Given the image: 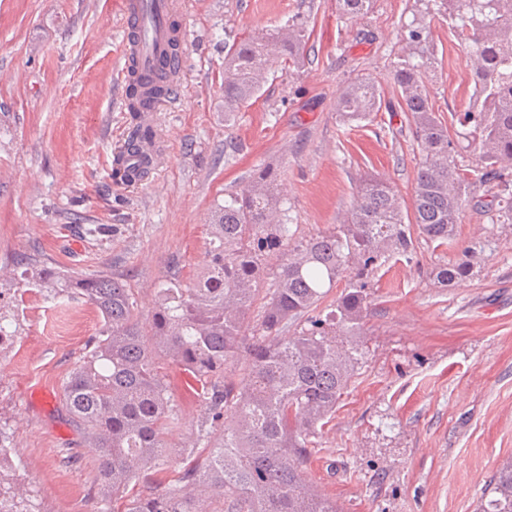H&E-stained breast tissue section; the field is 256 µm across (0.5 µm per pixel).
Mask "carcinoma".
Listing matches in <instances>:
<instances>
[{"instance_id":"cac0c4a2","label":"carcinoma","mask_w":512,"mask_h":512,"mask_svg":"<svg viewBox=\"0 0 512 512\" xmlns=\"http://www.w3.org/2000/svg\"><path fill=\"white\" fill-rule=\"evenodd\" d=\"M425 14L448 22V31L471 43L478 61L467 80L469 107L454 114L462 138L475 156L459 160L463 146L448 136L426 89L429 69L427 26L408 29L418 48L415 63L396 66L400 111L411 114L421 152L413 198V219L405 221L390 185L375 176L360 184L347 220L332 231L297 239L278 221L280 181L271 167L259 170L229 195L211 224L213 246L193 288L170 277L157 289L148 327L140 323L132 289L121 275L100 271L85 277L29 259L25 283L52 297L77 295L102 318L80 364L62 385L70 414L84 430V444L99 460L100 512L127 499L122 512H340L336 501L305 483L318 428L336 410L342 391L362 358L360 329L370 306V277L396 255L407 254L412 231L448 242L476 184L503 182L512 165V0H425ZM373 0H338L341 15L366 16ZM306 31L261 30L224 45V112L230 115L257 98L275 64L304 65ZM181 43L170 40L164 60L146 91L131 87L130 109L151 106L178 81ZM381 108L374 84L358 80L340 95L337 111L348 125H361ZM154 141L139 126L125 141L131 154ZM495 223L512 224V193L494 195ZM277 266L269 265L272 256ZM270 281L263 311L245 328L259 295ZM344 289L324 317L313 316L339 282ZM302 321L291 336L290 323ZM165 357L201 387L211 421L224 422L213 438L199 431L208 448L165 486L157 475L171 454L164 440L178 416L170 403ZM11 434L0 425V505L8 512H41L16 474ZM138 494L126 498L130 486ZM479 512H512V461L485 489Z\"/></svg>"}]
</instances>
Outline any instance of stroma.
<instances>
[{
    "mask_svg": "<svg viewBox=\"0 0 512 512\" xmlns=\"http://www.w3.org/2000/svg\"><path fill=\"white\" fill-rule=\"evenodd\" d=\"M186 38L178 89L153 112L160 152L134 185L110 172L135 122L118 86L125 66L119 0H0V304L18 333L0 345V424L42 512H98L96 453L62 400V384L100 328L77 297L25 286L28 259L75 273L124 275L149 324L160 282L193 284L211 218L255 169L281 174L290 224L310 237L343 223L361 178L385 179L410 207L419 150L396 110L394 70L421 0H374L362 20L336 0H175ZM306 26L300 70L269 75L252 105L224 114V44ZM430 98L449 132L468 106V44L431 22ZM367 78L382 108L356 127L336 114L341 92ZM475 186L454 239L417 236L408 256L375 271L363 359L316 439L304 478L342 512H476L512 459V224L486 212ZM467 265L448 285L440 268ZM179 421L165 477L181 469L204 419L196 383L165 360Z\"/></svg>",
    "mask_w": 512,
    "mask_h": 512,
    "instance_id": "obj_1",
    "label": "stroma"
}]
</instances>
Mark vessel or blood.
<instances>
[{
  "label": "vessel or blood",
  "instance_id": "obj_1",
  "mask_svg": "<svg viewBox=\"0 0 512 512\" xmlns=\"http://www.w3.org/2000/svg\"><path fill=\"white\" fill-rule=\"evenodd\" d=\"M123 47L141 76L150 78L169 36L172 0H121Z\"/></svg>",
  "mask_w": 512,
  "mask_h": 512
}]
</instances>
